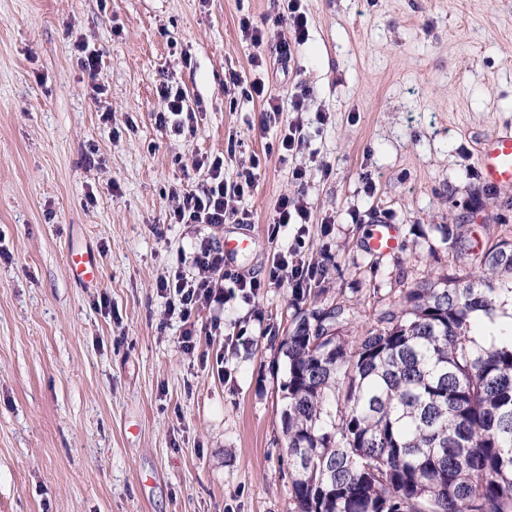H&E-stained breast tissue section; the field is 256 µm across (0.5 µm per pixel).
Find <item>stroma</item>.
<instances>
[{
  "label": "stroma",
  "mask_w": 512,
  "mask_h": 512,
  "mask_svg": "<svg viewBox=\"0 0 512 512\" xmlns=\"http://www.w3.org/2000/svg\"><path fill=\"white\" fill-rule=\"evenodd\" d=\"M303 8L309 36L284 69L274 42L239 31L241 17H274V0H0V512H293L279 347L295 314L353 303L358 335L401 289L447 273L438 225L512 239V187H487L476 160L512 123V0ZM80 40L101 58L96 76L77 63ZM257 53L272 95L308 90L303 114L283 110L266 131L260 101L224 92L230 75L254 79ZM166 80L197 114L180 140L155 122ZM295 122L304 144L283 163L271 147ZM218 155L229 182L261 160L241 202L253 241L232 269L267 271L297 231L269 240L274 207L300 195L303 258L326 276L302 299L284 281L203 310L187 353L158 282L194 273L200 243L223 248L240 227L167 217L206 182L196 158ZM378 220L399 225L398 252L365 250ZM81 239L101 262L91 289L66 270ZM103 294L111 313L94 306ZM215 318L240 330L234 350Z\"/></svg>",
  "instance_id": "1"
}]
</instances>
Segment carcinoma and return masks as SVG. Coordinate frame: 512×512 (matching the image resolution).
Listing matches in <instances>:
<instances>
[{"label": "carcinoma", "mask_w": 512, "mask_h": 512, "mask_svg": "<svg viewBox=\"0 0 512 512\" xmlns=\"http://www.w3.org/2000/svg\"><path fill=\"white\" fill-rule=\"evenodd\" d=\"M437 230L454 272L401 289L360 336L337 304L281 342L293 512H512V329L481 344L474 321L512 294V239Z\"/></svg>", "instance_id": "obj_1"}]
</instances>
